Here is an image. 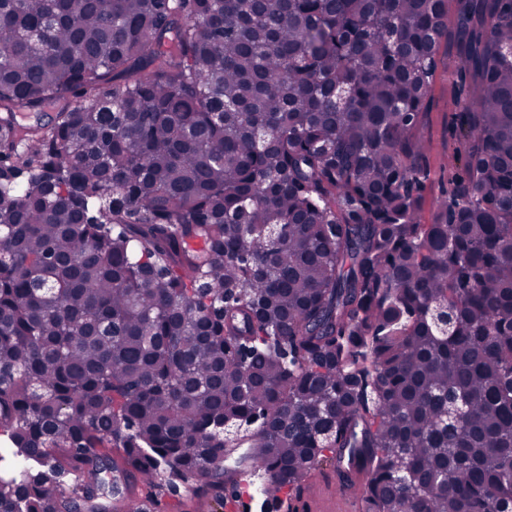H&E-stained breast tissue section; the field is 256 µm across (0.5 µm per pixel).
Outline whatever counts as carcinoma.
<instances>
[{"instance_id": "1", "label": "carcinoma", "mask_w": 512, "mask_h": 512, "mask_svg": "<svg viewBox=\"0 0 512 512\" xmlns=\"http://www.w3.org/2000/svg\"><path fill=\"white\" fill-rule=\"evenodd\" d=\"M2 436L0 512L237 497L242 447L261 512L324 463L512 512V0H0ZM457 65L458 59L454 53L443 55V62L436 71L431 111L423 129L428 145L427 162L432 171L430 191L427 192V207L432 199L450 188L451 178L462 174L460 163L455 161V164L450 166L449 159L453 154L452 144L455 138L452 123L454 108L448 94V84Z\"/></svg>"}]
</instances>
